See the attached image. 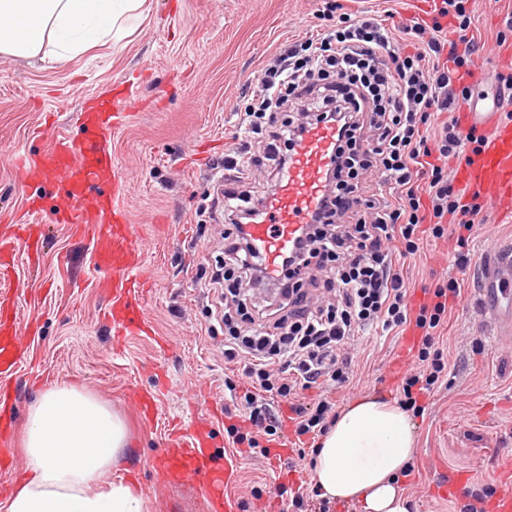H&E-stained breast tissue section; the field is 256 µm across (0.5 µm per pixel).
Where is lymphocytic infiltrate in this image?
I'll return each instance as SVG.
<instances>
[{
  "label": "lymphocytic infiltrate",
  "mask_w": 512,
  "mask_h": 512,
  "mask_svg": "<svg viewBox=\"0 0 512 512\" xmlns=\"http://www.w3.org/2000/svg\"><path fill=\"white\" fill-rule=\"evenodd\" d=\"M438 15L403 25L397 39L377 19L339 17L335 27L282 43L258 78L236 151L224 159V270L214 279L224 287V356L242 363L251 382L242 424L227 429L235 444L266 454L289 431L324 435L336 403L303 392L348 382V351L362 329L417 330L423 368L401 378L402 404L414 414L424 413L423 398L447 368L437 332L461 294L458 281L428 292L413 313L393 267L394 255L418 251L422 225L440 239L449 222L459 229L457 262L467 265L466 233L481 211L448 173L460 156L459 122L436 141L425 134L433 113L459 111L468 99L458 79L477 49L468 0H440ZM318 123L338 128L329 189L286 264L275 308L252 312L247 297L262 273L243 230L247 215L260 212L249 192L252 164L260 153L283 168L278 141L294 142ZM372 174L386 196L367 194Z\"/></svg>",
  "instance_id": "f902f5d3"
}]
</instances>
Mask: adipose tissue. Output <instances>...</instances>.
Wrapping results in <instances>:
<instances>
[{
    "label": "adipose tissue",
    "mask_w": 512,
    "mask_h": 512,
    "mask_svg": "<svg viewBox=\"0 0 512 512\" xmlns=\"http://www.w3.org/2000/svg\"><path fill=\"white\" fill-rule=\"evenodd\" d=\"M144 0H0V53L72 59L111 42L119 21ZM127 445L124 420L75 387L54 388L32 406L21 449L31 473L7 512H147L137 484L112 468ZM414 449L405 410L374 398L348 404L317 450L322 495L356 500L364 512H407L397 477Z\"/></svg>",
    "instance_id": "ef3b65f1"
}]
</instances>
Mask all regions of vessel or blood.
I'll return each mask as SVG.
<instances>
[{
	"instance_id": "obj_1",
	"label": "vessel or blood",
	"mask_w": 512,
	"mask_h": 512,
	"mask_svg": "<svg viewBox=\"0 0 512 512\" xmlns=\"http://www.w3.org/2000/svg\"><path fill=\"white\" fill-rule=\"evenodd\" d=\"M127 98L117 95L97 103L80 138L63 139L48 152L17 162L22 181L56 188L58 202L52 220L93 231L94 268L99 286L109 297L107 314L115 339L146 331L143 300L149 281L135 226L117 196L101 193V186L119 184L124 170L113 157L112 131L126 118ZM463 132L477 131L481 142H466L458 177L472 192L491 202L512 204V122L497 113L480 112L472 103L462 106ZM337 130L317 125L297 140L292 159L274 182L259 220L248 227L250 239L263 259L268 280H277L282 261L291 253L303 225L311 223L327 189V172L336 149ZM40 209H31L30 223L0 228V280L10 278L19 255L29 254L44 235ZM512 277V253L496 254L486 274L482 316L496 319L501 306L499 284ZM15 302L0 290V378L12 374L26 349ZM15 419L0 422V468L13 460ZM232 456L211 447L199 423L176 425L155 457V479L197 489L207 512H235L228 489L234 477ZM497 485L487 512H512V453L500 455L491 474Z\"/></svg>"
}]
</instances>
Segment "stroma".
<instances>
[{"label":"stroma","mask_w":512,"mask_h":512,"mask_svg":"<svg viewBox=\"0 0 512 512\" xmlns=\"http://www.w3.org/2000/svg\"><path fill=\"white\" fill-rule=\"evenodd\" d=\"M328 0H146L124 36L72 60L0 54V225L21 218L30 198L53 203L51 188L20 180L16 157L38 156L80 132L86 102L129 94L134 119L111 135L126 173L117 192L136 224L150 274L145 300L151 331L112 348L107 302L93 274V239L68 224H52L38 273L18 260L10 282L23 314L29 356L10 378L13 413L28 412L48 388L74 386L105 402L129 428L116 480L134 481L149 512H204L197 490L156 483L155 450L185 415L213 427L214 444L229 447L220 410L229 405L225 379L245 385L242 364L224 358V326L211 315L204 283L224 260L223 201L213 190V165L232 148L238 113L247 107L261 68L280 43L323 25ZM354 19L376 17L386 28L424 19L428 0H338ZM478 50L474 70L482 90L512 71V31L499 43L512 0H469ZM512 246V212L485 205L469 232L470 264L460 267L455 242L425 236L416 254L396 257L409 295L455 278L460 296L440 330L448 374L412 416L415 472L400 479L408 512H458L456 500L432 494L431 483L468 472L471 489L488 483V463L512 451V327L487 326L476 309L470 274L485 259L488 241ZM404 334L372 329L359 334L346 386L331 392L338 408L367 396L399 403L389 377ZM139 385L160 394L159 411L142 419L129 401ZM270 461L244 458L232 487L240 512H253L272 488Z\"/></svg>","instance_id":"1"}]
</instances>
